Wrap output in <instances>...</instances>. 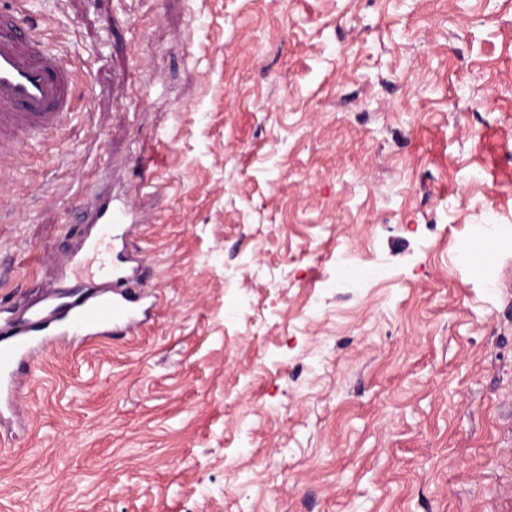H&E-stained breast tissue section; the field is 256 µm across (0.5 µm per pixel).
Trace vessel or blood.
<instances>
[{
	"mask_svg": "<svg viewBox=\"0 0 512 512\" xmlns=\"http://www.w3.org/2000/svg\"><path fill=\"white\" fill-rule=\"evenodd\" d=\"M71 94V76L56 46L0 12V162L18 158L21 147L59 129L70 112ZM130 220L127 205L105 199L95 205L90 222L111 229L119 240ZM138 269V260L113 253L96 292L63 298L51 289L28 317L0 323V411L14 414L21 405L19 368L34 365L56 348L135 335L155 318L159 301L138 277Z\"/></svg>",
	"mask_w": 512,
	"mask_h": 512,
	"instance_id": "1",
	"label": "vessel or blood"
}]
</instances>
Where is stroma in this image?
I'll return each mask as SVG.
<instances>
[{"mask_svg":"<svg viewBox=\"0 0 512 512\" xmlns=\"http://www.w3.org/2000/svg\"><path fill=\"white\" fill-rule=\"evenodd\" d=\"M76 72L0 311L127 199L161 297L25 370L0 512H512V0H8Z\"/></svg>","mask_w":512,"mask_h":512,"instance_id":"stroma-1","label":"stroma"}]
</instances>
